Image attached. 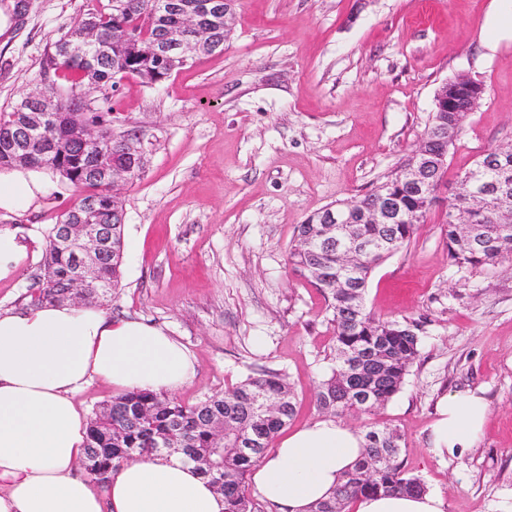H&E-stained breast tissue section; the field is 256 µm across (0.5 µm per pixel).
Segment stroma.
<instances>
[{
    "instance_id": "1",
    "label": "stroma",
    "mask_w": 512,
    "mask_h": 512,
    "mask_svg": "<svg viewBox=\"0 0 512 512\" xmlns=\"http://www.w3.org/2000/svg\"><path fill=\"white\" fill-rule=\"evenodd\" d=\"M96 0H0V110L34 87L50 40ZM494 0H238L234 36L148 86L109 98L144 142L140 179L122 186L121 283L100 307L162 328L196 361L176 397L194 404L259 369L286 373L290 429L320 418L315 389L336 363L321 293L288 265L311 212L366 194L418 143L440 86L465 75L485 93L448 156V177L512 144V37L488 41ZM43 192L0 226L28 249L0 280V310L30 304L45 231L73 202L43 172ZM441 207L410 245L372 273L365 305L418 324L422 348L401 391L362 429L399 428L400 458L446 512H495L512 493V260L470 270L448 262ZM483 391L478 442L439 458L430 426L442 397Z\"/></svg>"
}]
</instances>
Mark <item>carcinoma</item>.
Instances as JSON below:
<instances>
[{"instance_id": "1", "label": "carcinoma", "mask_w": 512, "mask_h": 512, "mask_svg": "<svg viewBox=\"0 0 512 512\" xmlns=\"http://www.w3.org/2000/svg\"><path fill=\"white\" fill-rule=\"evenodd\" d=\"M193 2L201 5L198 32L208 39L230 41L231 36L224 33V14L208 9L209 0ZM180 22L176 12L155 11V0H97V6L76 25L50 41L36 86L0 112V151L22 147L26 140L21 132L20 105L31 93L39 95L40 102L56 115L46 136L60 141L61 146L55 153L34 155L27 167L52 172L76 194L59 222L47 231L43 273L31 292L33 302L54 305L70 301L69 282L77 257L61 231L79 215L94 224H107L112 231L111 249L98 260L88 301L110 297L119 287L125 225L117 223L116 212L124 211V199L113 195L111 188L91 181L86 171L94 153L110 150L131 169L130 180H137L146 166L145 150L125 153L116 149L113 126L121 117L111 106L87 113V121L101 132L93 146L63 141L64 125L71 113L83 111L85 90L94 85L106 91L125 76L154 85L192 63L194 57L190 56L162 66L142 53ZM89 30L105 46V52L72 55L65 51L67 44L78 43ZM472 170L482 172L480 189L485 193L497 197L509 194L505 210L512 212V154L504 156L498 149H490ZM390 194L408 215L419 210L425 219L432 209L431 204L399 184L395 174L383 177L360 198V212L351 229L359 242H381L385 249L379 254L368 249L352 252L354 270L345 287L337 284L344 271V257L324 222L327 209L334 210L336 205L311 213L298 225L288 250L293 271L307 278L327 300L336 365L318 384L315 397L319 409L331 415L374 414L401 390L420 353L416 324L376 317L365 306L372 271L407 247L419 228L417 224H384L371 219L378 196ZM445 236L448 261L459 270L512 258V233L501 235L499 225L492 223L487 212L470 211L467 224L446 223ZM295 410V395L286 374L265 370L193 405L146 390L124 393L93 412L81 465L92 480L105 484L112 469L124 460L165 458L175 452L224 495V512H254L245 477L265 456L275 436L288 426ZM364 439V453L345 474L344 482L311 512H344L348 501L359 495L426 491L423 480L405 470L400 460L402 435L398 428H373L364 433Z\"/></svg>"}]
</instances>
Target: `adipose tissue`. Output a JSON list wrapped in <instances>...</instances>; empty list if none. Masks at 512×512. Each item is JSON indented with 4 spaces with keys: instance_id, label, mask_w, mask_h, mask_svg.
Listing matches in <instances>:
<instances>
[{
    "instance_id": "1",
    "label": "adipose tissue",
    "mask_w": 512,
    "mask_h": 512,
    "mask_svg": "<svg viewBox=\"0 0 512 512\" xmlns=\"http://www.w3.org/2000/svg\"><path fill=\"white\" fill-rule=\"evenodd\" d=\"M42 191L31 171L0 170V209L21 211ZM194 358L163 330L112 319L92 306L31 304L0 311V512H224V499L178 456L117 465L104 492L76 470L87 420L74 397L90 381L115 394L171 393L192 381ZM490 410L480 395L454 393L440 404L431 451L472 447ZM359 430L332 418L288 433L255 466L257 494L280 512H309L361 457ZM348 512H445L434 493L365 495Z\"/></svg>"
}]
</instances>
